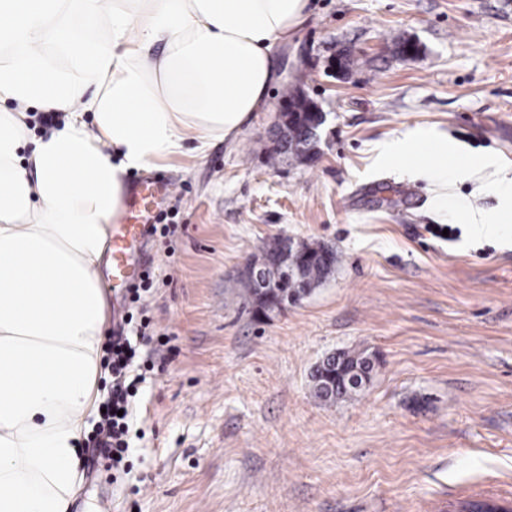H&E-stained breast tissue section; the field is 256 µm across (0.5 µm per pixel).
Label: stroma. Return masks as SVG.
I'll list each match as a JSON object with an SVG mask.
<instances>
[{
  "mask_svg": "<svg viewBox=\"0 0 512 512\" xmlns=\"http://www.w3.org/2000/svg\"><path fill=\"white\" fill-rule=\"evenodd\" d=\"M416 41L399 55L394 42ZM278 82L235 141L129 173L158 176L177 231L134 247L154 274V369L131 403L128 468L80 444L71 512H456L512 505V223L478 238L466 208L502 212L491 183L512 170V0H308L271 51ZM346 55L344 75L328 70ZM326 120L317 160L269 163L288 89ZM430 128L500 168L439 184L384 143ZM285 236L336 253L299 304L254 316L240 275ZM103 258L106 336H128L126 287ZM345 350L369 384L317 398L312 372Z\"/></svg>",
  "mask_w": 512,
  "mask_h": 512,
  "instance_id": "obj_1",
  "label": "stroma"
}]
</instances>
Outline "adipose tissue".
<instances>
[{"mask_svg": "<svg viewBox=\"0 0 512 512\" xmlns=\"http://www.w3.org/2000/svg\"><path fill=\"white\" fill-rule=\"evenodd\" d=\"M307 0H0V512H69L109 306L99 277L129 171L236 139ZM161 53H154V46ZM60 113L28 158L30 107ZM469 160L431 131L385 158Z\"/></svg>", "mask_w": 512, "mask_h": 512, "instance_id": "adipose-tissue-1", "label": "adipose tissue"}]
</instances>
